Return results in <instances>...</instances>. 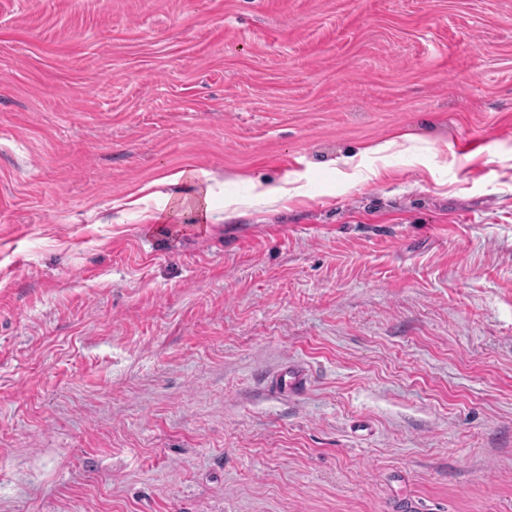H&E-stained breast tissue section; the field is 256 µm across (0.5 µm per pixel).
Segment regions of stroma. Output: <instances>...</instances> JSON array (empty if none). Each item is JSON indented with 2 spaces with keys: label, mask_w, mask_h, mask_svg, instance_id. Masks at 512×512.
<instances>
[{
  "label": "stroma",
  "mask_w": 512,
  "mask_h": 512,
  "mask_svg": "<svg viewBox=\"0 0 512 512\" xmlns=\"http://www.w3.org/2000/svg\"><path fill=\"white\" fill-rule=\"evenodd\" d=\"M406 503L512 512V0H0V512ZM164 180L172 184L182 183L187 186L188 191L183 196L168 198L160 209L161 213H165L170 205V210L185 209L195 212L204 221L208 218L210 195L213 191L208 173L197 169H182Z\"/></svg>",
  "instance_id": "1"
}]
</instances>
